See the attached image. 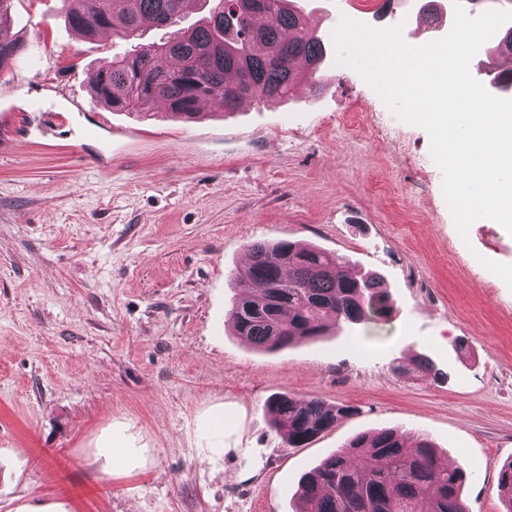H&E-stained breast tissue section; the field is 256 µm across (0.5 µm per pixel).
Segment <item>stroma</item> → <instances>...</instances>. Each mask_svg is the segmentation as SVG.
<instances>
[{"label": "stroma", "instance_id": "35a3bbf8", "mask_svg": "<svg viewBox=\"0 0 512 512\" xmlns=\"http://www.w3.org/2000/svg\"><path fill=\"white\" fill-rule=\"evenodd\" d=\"M423 0H296L324 42L341 18L426 44ZM64 0H16L27 49L0 73L16 105L0 141V512H296L302 473L354 436L397 428L462 467L470 512H504L512 460V234L460 237L430 136L327 56L288 100L163 107L141 119L90 90L132 51L86 37ZM63 89L84 110L40 136L29 99ZM104 118L112 133L86 140ZM289 239L383 279L398 313L378 337L344 327L259 351L227 323L247 246ZM448 375L407 372L418 357ZM275 394L353 407L306 447L270 427ZM223 416L224 435L206 427ZM137 452L124 471L101 447Z\"/></svg>", "mask_w": 512, "mask_h": 512}]
</instances>
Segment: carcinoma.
Masks as SVG:
<instances>
[{"label": "carcinoma", "mask_w": 512, "mask_h": 512, "mask_svg": "<svg viewBox=\"0 0 512 512\" xmlns=\"http://www.w3.org/2000/svg\"><path fill=\"white\" fill-rule=\"evenodd\" d=\"M0 0V72L23 47L12 32L11 4ZM70 26L85 36L102 30L140 38L142 21L176 23L185 0H67ZM201 24L162 44L138 43L131 53L101 66L92 91L115 111L150 115L158 102L193 120L210 101L224 112L250 99H286L297 85L294 61L315 74L327 55L309 35L306 16L291 0H259L236 12L239 0H215ZM494 50L512 51V25L492 37ZM251 263L235 276L239 296L228 319L234 335L259 350L276 351L313 340L329 327L387 324L396 303L381 277L348 269L338 253L290 240L248 245ZM271 428L288 447L300 448L352 415L353 409L322 399L273 395L265 403ZM465 474L442 466L426 438L409 441L387 428L359 434L299 480V512H470L462 497ZM498 490L512 512V461L500 471Z\"/></svg>", "instance_id": "carcinoma-1"}]
</instances>
